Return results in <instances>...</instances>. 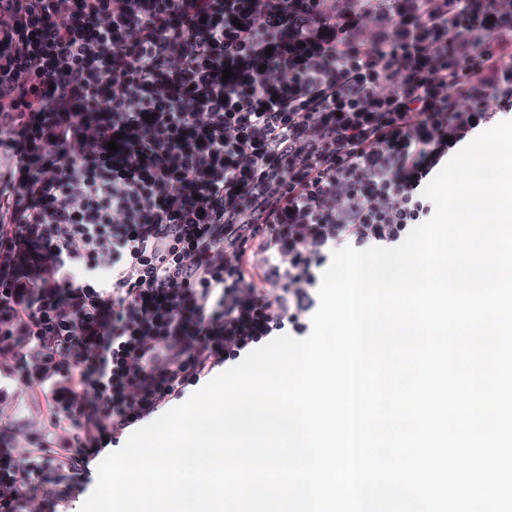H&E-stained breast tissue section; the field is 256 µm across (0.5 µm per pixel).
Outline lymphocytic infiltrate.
Returning a JSON list of instances; mask_svg holds the SVG:
<instances>
[{
  "label": "lymphocytic infiltrate",
  "mask_w": 512,
  "mask_h": 512,
  "mask_svg": "<svg viewBox=\"0 0 512 512\" xmlns=\"http://www.w3.org/2000/svg\"><path fill=\"white\" fill-rule=\"evenodd\" d=\"M389 3L367 40L331 0H0V367L74 428L0 448V512L66 501L186 388L308 335L334 252L431 219L433 172L512 111V0Z\"/></svg>",
  "instance_id": "lymphocytic-infiltrate-1"
}]
</instances>
